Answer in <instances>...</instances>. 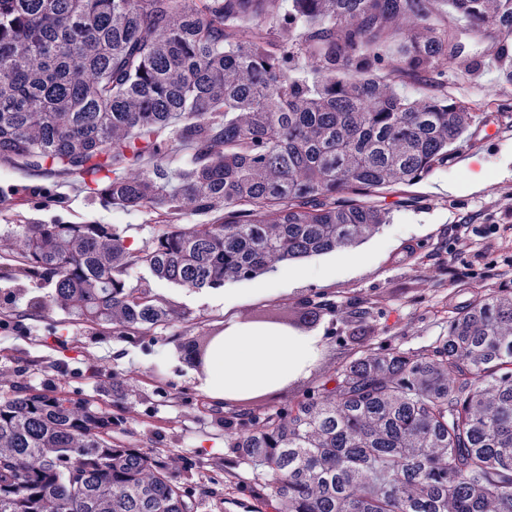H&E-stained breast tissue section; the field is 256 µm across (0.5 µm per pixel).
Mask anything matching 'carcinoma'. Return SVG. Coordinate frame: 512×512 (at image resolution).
Instances as JSON below:
<instances>
[{"label": "carcinoma", "instance_id": "1", "mask_svg": "<svg viewBox=\"0 0 512 512\" xmlns=\"http://www.w3.org/2000/svg\"><path fill=\"white\" fill-rule=\"evenodd\" d=\"M489 56L512 85V0H0V164L157 220L137 249L116 224L18 225L13 275L53 288L25 315L144 336L172 316L154 284L219 290L372 237L390 210L369 198L448 166L484 123L448 85ZM402 74L427 92L400 94ZM186 208L212 222L174 223ZM303 304L313 321L336 308ZM349 308L365 326V303ZM208 349L181 359L199 370ZM234 417L278 512H512V289L449 313L431 345L362 354L286 408L241 399ZM116 421L16 383L0 512H197Z\"/></svg>", "mask_w": 512, "mask_h": 512}]
</instances>
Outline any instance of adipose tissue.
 I'll list each match as a JSON object with an SVG mask.
<instances>
[{"mask_svg":"<svg viewBox=\"0 0 512 512\" xmlns=\"http://www.w3.org/2000/svg\"><path fill=\"white\" fill-rule=\"evenodd\" d=\"M316 339L236 321L213 340L204 389L212 397L235 399L279 386L306 372Z\"/></svg>","mask_w":512,"mask_h":512,"instance_id":"obj_1","label":"adipose tissue"}]
</instances>
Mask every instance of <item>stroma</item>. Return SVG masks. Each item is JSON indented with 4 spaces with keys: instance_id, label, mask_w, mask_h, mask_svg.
<instances>
[{
    "instance_id": "35a3bbf8",
    "label": "stroma",
    "mask_w": 512,
    "mask_h": 512,
    "mask_svg": "<svg viewBox=\"0 0 512 512\" xmlns=\"http://www.w3.org/2000/svg\"><path fill=\"white\" fill-rule=\"evenodd\" d=\"M454 93L489 106L491 123L496 107L512 108V88L502 84L491 58L474 82L455 85ZM503 185L512 187V132L493 138L484 128L472 129L451 165L383 198L392 211L390 223L357 248L292 266L277 264L254 280L229 281L218 291L155 286L175 314L149 336H94L66 322L59 310L14 320L31 297L49 295L50 289L0 279V315L9 317L0 328V397L21 379L95 398L101 382L120 376L112 388L117 434L176 456L170 477L199 495L198 512H272L260 480L229 446L237 431L232 407L213 411V398L200 388L202 374L180 358L179 340H206L232 320L276 318L297 325L304 298L335 296V312L303 330L319 340L312 366L287 385L256 394L253 405L260 409L294 401L357 353L428 345L447 334L450 310L486 294L492 275L512 264V251L499 250L462 256L450 265L432 258L447 241L450 225L467 214H477L481 232L492 224L512 226V199L500 194ZM26 215L45 224H116L134 248L145 245L153 231L149 209L104 207L72 180H57L53 199L30 197ZM452 266L467 272L465 282L452 278ZM353 299L370 306L372 315L363 336L352 341L346 333Z\"/></svg>"
}]
</instances>
